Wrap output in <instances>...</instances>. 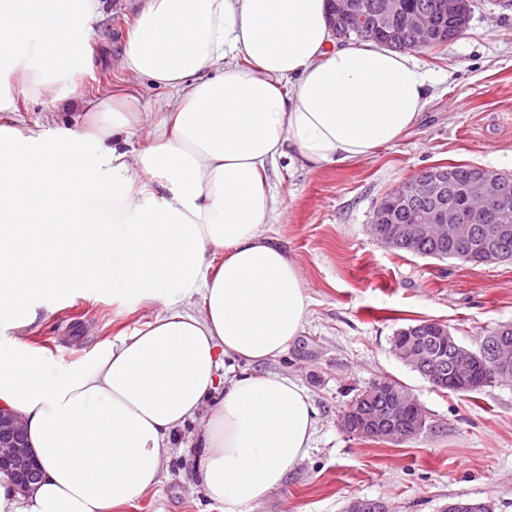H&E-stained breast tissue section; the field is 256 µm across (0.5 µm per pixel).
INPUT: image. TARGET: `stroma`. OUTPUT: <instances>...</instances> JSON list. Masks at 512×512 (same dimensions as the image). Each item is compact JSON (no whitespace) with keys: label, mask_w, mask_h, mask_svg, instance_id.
<instances>
[{"label":"stroma","mask_w":512,"mask_h":512,"mask_svg":"<svg viewBox=\"0 0 512 512\" xmlns=\"http://www.w3.org/2000/svg\"><path fill=\"white\" fill-rule=\"evenodd\" d=\"M100 2L99 20L84 37L87 55L61 74L57 98L21 92L13 78H0V104L20 134L49 113L54 130L66 134L69 104L96 98L102 80L111 96L165 98V89L129 83L117 68L135 0ZM414 56L432 82L431 97L396 144L342 168L308 169L284 158L270 177L285 211L270 235L297 257L310 305L300 336L262 368L301 381L318 425L307 457L250 512H344L357 497L385 499L392 512H441L457 498L512 512V382L446 394L391 348L396 330L420 320L447 325L467 346L512 323V262L472 266L419 257L384 247L369 231L380 199L424 168L465 164L512 174V0H474L458 39ZM58 306L26 336L65 364L80 363L103 339L131 335L153 313L81 294ZM382 377L410 389L430 430L409 441L374 442L339 428L350 400ZM197 433V423H187L172 440L160 484L112 512H224L195 478Z\"/></svg>","instance_id":"35a3bbf8"}]
</instances>
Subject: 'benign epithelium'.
<instances>
[{
	"label": "benign epithelium",
	"mask_w": 512,
	"mask_h": 512,
	"mask_svg": "<svg viewBox=\"0 0 512 512\" xmlns=\"http://www.w3.org/2000/svg\"><path fill=\"white\" fill-rule=\"evenodd\" d=\"M436 9L454 17L458 22L457 33H462L471 15L470 0H439ZM400 17V26L416 38H433V14L430 12H401L399 0L382 3V17L391 20ZM452 172L444 167H429L419 172L413 183L404 182L389 193L393 206L408 208L422 201L427 208L419 212L414 224H396L392 220L394 210L376 206L372 219L376 238L392 250L411 249L427 238H447L454 242L473 239L484 228L489 234L482 237L480 246L468 253H457L455 259L463 263L493 265L504 261L499 242L512 238L511 224H493L491 220L498 210L512 205V176L495 170L475 168V191L468 199L467 217L461 218L454 211L433 205L448 188ZM450 358L448 371L437 375L442 385L466 383L478 388L482 380L475 377L473 369L479 365H491L502 376L512 374V360L508 345L500 339L497 343L482 340L477 347L469 348L448 341ZM369 391L389 396L382 407L354 418L349 412L342 413L339 425L349 435L385 430L393 438L409 437L422 433L426 425L423 414H414L418 400L407 392L400 396L393 393L389 379L372 382ZM0 472L9 476L20 490L28 488L41 477V471L30 455L27 432L21 418L0 408ZM345 512H390L389 504L382 499L358 498L350 501ZM443 512H494V505L483 500H457L448 503Z\"/></svg>",
	"instance_id": "1"
}]
</instances>
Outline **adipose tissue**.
Returning <instances> with one entry per match:
<instances>
[{"label":"adipose tissue","mask_w":512,"mask_h":512,"mask_svg":"<svg viewBox=\"0 0 512 512\" xmlns=\"http://www.w3.org/2000/svg\"><path fill=\"white\" fill-rule=\"evenodd\" d=\"M97 18L95 0H0V74L53 93L32 60H80L77 29ZM120 67L165 87L164 103L102 102L112 121L99 132L78 114L69 137L41 127L0 147V325L18 332L0 340V406L21 416L43 471L23 492L0 473V512H110L158 484L193 420L200 485L224 512H248L317 425L305 386L259 369L309 306L297 258L268 235L283 218L268 172L395 144L429 79L410 54L336 45L328 0H144ZM70 293L154 314L62 364L20 333Z\"/></svg>","instance_id":"ef3b65f1"}]
</instances>
